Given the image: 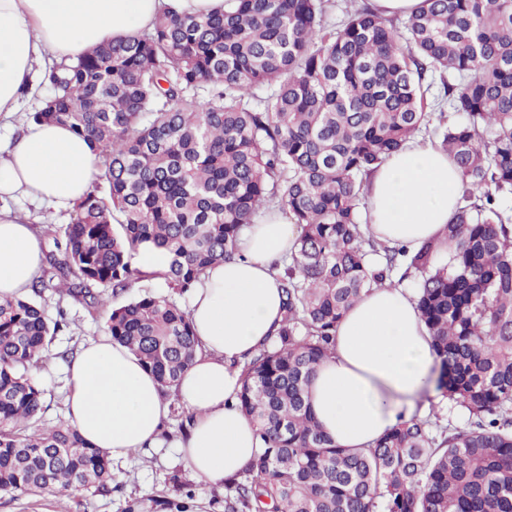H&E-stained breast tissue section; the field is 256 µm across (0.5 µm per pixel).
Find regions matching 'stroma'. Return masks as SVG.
<instances>
[{
    "instance_id": "obj_1",
    "label": "stroma",
    "mask_w": 512,
    "mask_h": 512,
    "mask_svg": "<svg viewBox=\"0 0 512 512\" xmlns=\"http://www.w3.org/2000/svg\"><path fill=\"white\" fill-rule=\"evenodd\" d=\"M42 71H35L27 94L21 96L19 110L0 120V146H10L28 123L27 114L40 104L48 89L42 85ZM50 315L64 313L66 326L49 348L46 367L35 375L45 389L47 410L44 422L54 423L66 417L68 393L67 365L58 359L59 351L79 349L89 339L103 332L102 320L93 318L79 303L54 289H46L40 297ZM186 414L172 412L156 447L132 452L127 458L113 461L112 492L107 496H91L84 492L70 494L44 493L18 495L0 492V512H125L129 504H137L140 512H163L160 500L174 497L172 476H179L184 488L194 491L195 512H224V490L198 481L184 466L176 441L182 435Z\"/></svg>"
}]
</instances>
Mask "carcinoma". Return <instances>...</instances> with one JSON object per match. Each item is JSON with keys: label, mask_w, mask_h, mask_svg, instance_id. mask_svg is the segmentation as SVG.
Masks as SVG:
<instances>
[{"label": "carcinoma", "mask_w": 512, "mask_h": 512, "mask_svg": "<svg viewBox=\"0 0 512 512\" xmlns=\"http://www.w3.org/2000/svg\"><path fill=\"white\" fill-rule=\"evenodd\" d=\"M327 10L224 0L45 72L50 93L27 119L69 126L100 163L63 238L47 226L52 278L0 299V492L112 493L107 453L67 421L43 422L31 373L63 319L36 298L55 287L94 314L106 292L153 278L188 294L277 207L297 228L276 264L284 319L243 364L237 405L262 448L224 481V512H512V0H422L401 28L363 3L331 29ZM436 74L464 120L428 96ZM432 125L462 181L446 263L438 243L389 247L360 221L367 177ZM145 241L167 254L164 269L133 266ZM400 266L419 275L435 389L469 425L414 416L365 452L340 448L308 385L344 313ZM104 330L167 391L198 345L187 308L154 292L110 308Z\"/></svg>", "instance_id": "obj_1"}]
</instances>
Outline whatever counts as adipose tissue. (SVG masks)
<instances>
[{"label":"adipose tissue","mask_w":512,"mask_h":512,"mask_svg":"<svg viewBox=\"0 0 512 512\" xmlns=\"http://www.w3.org/2000/svg\"><path fill=\"white\" fill-rule=\"evenodd\" d=\"M224 0H0V115L16 112L36 67L69 61L106 39L152 29L164 13L202 15ZM97 159L87 139L55 123L30 124L0 151V198L18 195L58 209L87 191ZM447 153L415 143L393 153L368 189V228L389 245L443 241L460 196ZM295 227L280 211L245 228L240 259L209 268L190 294L199 345L172 393L125 347L102 335L67 370L69 420L91 445L120 459L158 442L172 404L192 420L178 446L186 467L220 486L261 448L236 408L241 367L275 334L282 295L271 264L288 256ZM44 266L42 241L21 215L0 210V296L26 295ZM435 363L412 294L372 287L346 312L333 353L321 361L309 400L325 433L365 450L410 419Z\"/></svg>","instance_id":"ef3b65f1"}]
</instances>
